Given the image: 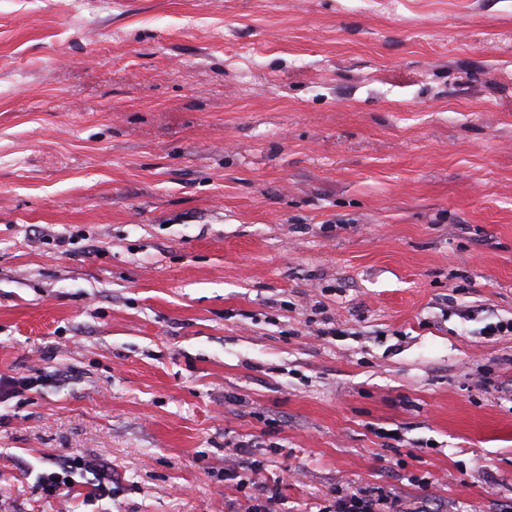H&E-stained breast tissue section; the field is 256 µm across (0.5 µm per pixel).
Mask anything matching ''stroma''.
<instances>
[{
  "instance_id": "obj_1",
  "label": "stroma",
  "mask_w": 512,
  "mask_h": 512,
  "mask_svg": "<svg viewBox=\"0 0 512 512\" xmlns=\"http://www.w3.org/2000/svg\"><path fill=\"white\" fill-rule=\"evenodd\" d=\"M510 320L512 0H0V512H512ZM61 472L53 471L45 473L40 478L41 490L53 494L61 485H67L71 481L73 470H82L86 474H91L93 493L99 497H111L112 495V478L108 475L103 466L95 460L79 459L64 460L58 465ZM96 481V482H93ZM389 508L379 496L361 490L337 495L332 504L325 506L323 512H402L386 510Z\"/></svg>"
}]
</instances>
